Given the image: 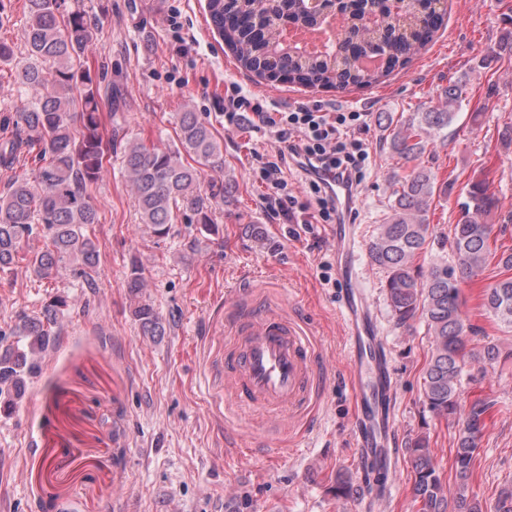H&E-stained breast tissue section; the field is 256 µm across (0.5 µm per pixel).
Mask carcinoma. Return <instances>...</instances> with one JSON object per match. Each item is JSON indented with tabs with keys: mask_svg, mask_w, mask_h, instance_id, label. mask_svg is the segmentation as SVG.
Masks as SVG:
<instances>
[{
	"mask_svg": "<svg viewBox=\"0 0 512 512\" xmlns=\"http://www.w3.org/2000/svg\"><path fill=\"white\" fill-rule=\"evenodd\" d=\"M446 0H401L392 11L389 0H344L342 21L325 50L310 53L285 39L283 25L317 29L326 19L303 0H208L210 25L224 40L239 65L274 83L288 81L310 89L371 87L392 72L405 68L445 23ZM381 16L376 26L360 24L365 9ZM28 20L24 44L31 63L18 73V84L41 90L38 98L16 113V124L43 145L41 165L29 177H16L0 195V272L25 261L36 276L49 279L60 264L69 261L87 285H94L99 249L86 234L98 223L92 188L111 156L114 138L102 122L103 102L115 103L119 91L111 89L102 99L85 55L97 39L96 30L80 9H69L66 0H27ZM381 52L374 69L361 66L371 50ZM466 96V83L450 80L426 111L402 125L386 117L382 137L391 157L409 171L394 173L387 212L369 248L372 264L385 273L384 288L396 325L418 320L432 339V350L423 373L422 395L434 416L456 428L452 459L453 491L443 483L429 439L409 442L414 473L412 494L418 512H484L472 490L478 441L489 411L483 400L462 403V381L474 363L493 366L501 347L489 342L482 349L467 348L470 330L462 308L459 282L483 271L493 252L491 225L485 217L495 207L489 183L474 178L465 186L451 229L450 248L456 264L432 263L423 272L416 258L427 248L432 230L429 213L445 190L438 186L424 156L429 145L455 120L456 107ZM80 123L79 132L74 124ZM177 145L161 149L140 139L124 145L122 168L131 185L141 223L164 237L170 224L214 225L216 199L230 198L223 184L206 191L204 170L224 171V154L212 125L198 113L175 115ZM44 244L21 254L36 233ZM498 266L505 275L483 290V305L497 323L512 328V252L502 253ZM68 306L62 295L52 297L41 315L19 316L11 331L12 343L0 345V412L10 414L27 382L41 370L38 355L54 345L59 319ZM135 315L144 334L165 331L162 318L148 306Z\"/></svg>",
	"mask_w": 512,
	"mask_h": 512,
	"instance_id": "cac0c4a2",
	"label": "carcinoma"
}]
</instances>
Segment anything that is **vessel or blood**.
I'll return each instance as SVG.
<instances>
[{"mask_svg": "<svg viewBox=\"0 0 512 512\" xmlns=\"http://www.w3.org/2000/svg\"><path fill=\"white\" fill-rule=\"evenodd\" d=\"M340 222L337 265L343 287L340 310L347 325L350 384L357 402L354 440L372 468H394L393 381L388 354L375 318L361 300L360 278L350 214L355 189L343 178L330 180ZM215 381L237 405L264 409L276 429L304 416L320 394L318 354L298 325L277 310L255 309L234 323L224 356L213 369Z\"/></svg>", "mask_w": 512, "mask_h": 512, "instance_id": "vessel-or-blood-1", "label": "vessel or blood"}]
</instances>
